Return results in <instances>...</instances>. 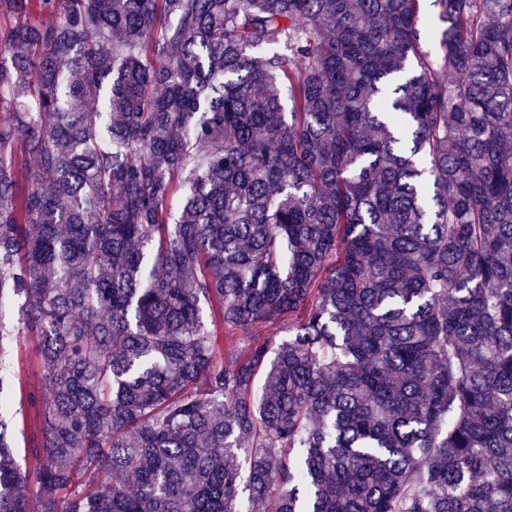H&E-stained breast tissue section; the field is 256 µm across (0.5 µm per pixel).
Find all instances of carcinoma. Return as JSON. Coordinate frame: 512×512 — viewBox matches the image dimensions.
I'll list each match as a JSON object with an SVG mask.
<instances>
[{
	"label": "carcinoma",
	"instance_id": "1",
	"mask_svg": "<svg viewBox=\"0 0 512 512\" xmlns=\"http://www.w3.org/2000/svg\"><path fill=\"white\" fill-rule=\"evenodd\" d=\"M423 2L0 0V512H512V0ZM224 342L229 336L232 344L247 342L250 337L256 336H270L276 343H282L288 340V318L285 321H275L271 323H261L254 327H241L235 330L223 332ZM38 343V336H21L2 360L0 357V376L5 377L3 396L6 397L13 414L16 410H22V415H18L17 437L23 469L26 466L33 469L35 466V459L29 453L25 455V448L29 447L37 426L35 414L27 405L26 394L37 393L42 388L43 371L35 357ZM1 365L4 367L3 370Z\"/></svg>",
	"mask_w": 512,
	"mask_h": 512
}]
</instances>
